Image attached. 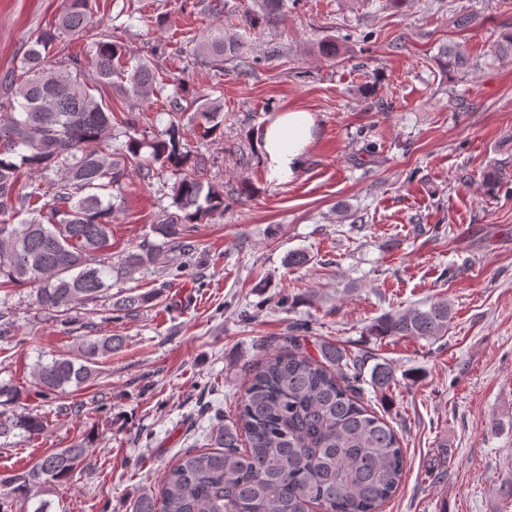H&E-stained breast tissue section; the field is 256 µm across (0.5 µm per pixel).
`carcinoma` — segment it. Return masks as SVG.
Segmentation results:
<instances>
[{"instance_id": "carcinoma-1", "label": "carcinoma", "mask_w": 512, "mask_h": 512, "mask_svg": "<svg viewBox=\"0 0 512 512\" xmlns=\"http://www.w3.org/2000/svg\"><path fill=\"white\" fill-rule=\"evenodd\" d=\"M285 0H259V10L244 15L250 27L268 26L281 17ZM91 0H66L57 23L28 43L20 65L4 74L0 95V288L29 285L38 309L63 327L80 322V309L107 297L112 278H130L154 264L161 249L184 246L203 224L224 215V186L202 180L210 160L192 153L185 129L202 138L224 134V93L213 86L191 92L181 78L161 76L148 59H134L112 30L94 42L95 73L85 59L67 54L56 66L51 54L61 36L84 31ZM202 63L224 69L245 66L236 36L224 29L199 47ZM450 74L472 65L459 45L442 52ZM120 84L139 101L167 102L164 129L148 139L136 137L143 114L117 118L112 105L96 100L101 85ZM171 94H165L167 86ZM149 150L143 155V150ZM135 172L151 185L165 174L175 177L172 211L153 225L160 245L142 242L112 260V203L123 180ZM512 181V169L495 162L483 175L492 192ZM27 217L20 218L21 214ZM18 223H13V220ZM151 297L130 291L111 302L108 312L130 317ZM452 311L445 300L392 310L375 319L376 336L437 340L448 332ZM286 353H269L247 366L248 386L236 418L213 426L211 447L187 452L161 476L157 491L141 494L132 512H378L399 489L405 461L393 428L356 395L359 360L329 342L312 355L297 336H286ZM122 347L118 337H85L77 353L61 354L32 368L37 395L45 401L80 387L95 365ZM371 384L386 393L395 383L392 367L379 363ZM47 416L0 413L3 445L16 437L46 432ZM89 465V445L77 438L66 448L42 454L25 468L0 477V512L19 504L49 512L43 495L66 487Z\"/></svg>"}]
</instances>
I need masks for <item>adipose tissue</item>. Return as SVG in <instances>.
I'll list each match as a JSON object with an SVG mask.
<instances>
[{
  "label": "adipose tissue",
  "instance_id": "obj_1",
  "mask_svg": "<svg viewBox=\"0 0 512 512\" xmlns=\"http://www.w3.org/2000/svg\"><path fill=\"white\" fill-rule=\"evenodd\" d=\"M313 127L312 114L302 110L277 114L267 125L262 148L271 177L287 180L303 168Z\"/></svg>",
  "mask_w": 512,
  "mask_h": 512
}]
</instances>
